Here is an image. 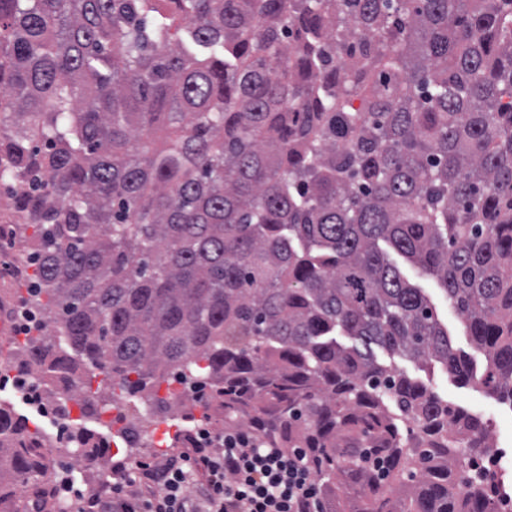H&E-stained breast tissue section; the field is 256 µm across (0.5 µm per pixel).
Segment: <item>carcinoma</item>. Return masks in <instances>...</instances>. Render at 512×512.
Instances as JSON below:
<instances>
[{"mask_svg": "<svg viewBox=\"0 0 512 512\" xmlns=\"http://www.w3.org/2000/svg\"><path fill=\"white\" fill-rule=\"evenodd\" d=\"M0 181L19 372L80 416L172 379L324 457L335 512H494L490 425L373 349L512 404V0H0ZM43 448L0 407V509ZM405 271L409 278L414 280L422 288H425L426 294L437 308L443 321L446 323L448 320V333L455 349L468 354L474 359L478 367L483 364V355L476 351L471 345L469 336L466 335L462 324L449 309L448 298L443 290L437 286L436 281L432 277L419 275L418 270L408 264L405 267Z\"/></svg>", "mask_w": 512, "mask_h": 512, "instance_id": "carcinoma-1", "label": "carcinoma"}]
</instances>
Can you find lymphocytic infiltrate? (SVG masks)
<instances>
[{
	"label": "lymphocytic infiltrate",
	"instance_id": "obj_1",
	"mask_svg": "<svg viewBox=\"0 0 512 512\" xmlns=\"http://www.w3.org/2000/svg\"><path fill=\"white\" fill-rule=\"evenodd\" d=\"M262 429L196 425L184 432L186 451L163 463L114 462L105 494L83 492L66 475L53 493L75 512H325L321 457L279 447ZM131 468L139 479H128Z\"/></svg>",
	"mask_w": 512,
	"mask_h": 512
}]
</instances>
